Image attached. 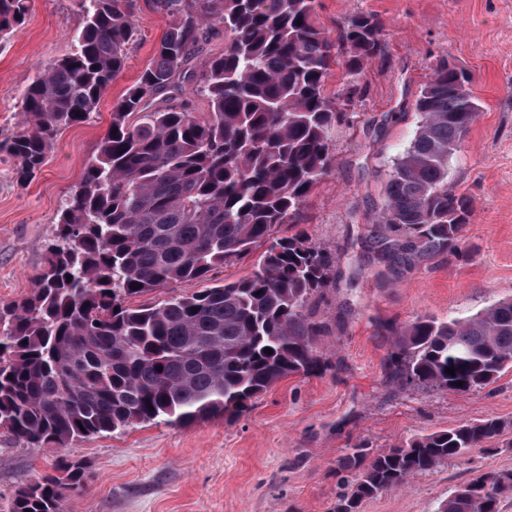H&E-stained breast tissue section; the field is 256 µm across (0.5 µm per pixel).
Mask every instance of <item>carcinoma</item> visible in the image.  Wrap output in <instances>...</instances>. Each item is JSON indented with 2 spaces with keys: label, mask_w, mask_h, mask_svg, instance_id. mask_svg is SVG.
I'll return each mask as SVG.
<instances>
[{
  "label": "carcinoma",
  "mask_w": 512,
  "mask_h": 512,
  "mask_svg": "<svg viewBox=\"0 0 512 512\" xmlns=\"http://www.w3.org/2000/svg\"><path fill=\"white\" fill-rule=\"evenodd\" d=\"M134 2L80 0L73 49L36 73L22 97L23 129L0 142L18 161L19 182L36 178L58 134L86 121L124 68L137 35ZM157 7L171 22L114 104L109 133L60 210L38 288L0 307V428L22 444L66 448L131 425L229 418L280 380L323 364L331 327L319 304L332 258L280 228L297 223L330 169L343 108L326 96L325 79L334 64L354 77L382 54L380 23L354 14L333 41L317 24V0H158ZM28 10V0H0V42L25 24ZM214 35L224 36V53L202 73L191 71V58ZM186 83L208 99L206 116L172 96ZM415 110V134L368 229L380 259L402 270L461 253L473 206L448 185V167L480 112L472 75L437 64ZM256 247L264 251L247 278L154 305L126 303L201 280ZM379 330L391 341L388 379L398 388L469 394L512 368V297L466 317L420 316ZM509 430L512 421L491 417L373 455L351 448L336 471L353 479L330 512H361L364 501ZM86 478L83 464L59 457L52 472L19 485L11 512H65L68 494ZM509 497L511 468L456 487L436 512H500Z\"/></svg>",
  "instance_id": "obj_1"
}]
</instances>
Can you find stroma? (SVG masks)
Here are the masks:
<instances>
[{"label":"stroma","instance_id":"stroma-1","mask_svg":"<svg viewBox=\"0 0 512 512\" xmlns=\"http://www.w3.org/2000/svg\"><path fill=\"white\" fill-rule=\"evenodd\" d=\"M79 0H30L25 24L0 46V140L18 131L22 94L41 66L66 54L81 26ZM136 40L96 112L64 130L41 173L16 179L0 152V304L35 290L57 217L112 121V106L139 76L170 22L153 0H136ZM357 12L382 27L381 57L357 78L332 68L329 97L350 99L330 142L331 170L308 197L298 225L335 266L323 309L339 325L321 370L279 381L238 418L181 427L139 424L59 449L25 448L0 431V512L18 485L58 457L86 462L88 479L68 512H330L340 492L336 463L362 444L378 452L418 434L490 417L512 420V371L458 395L388 383L391 350L377 322L473 314L512 296V0H318L329 34ZM442 61L470 70L482 110L450 163L448 183L474 212L462 256L439 255L399 273L373 250L367 227L384 204L393 161L420 120L414 101ZM254 257L202 280L173 283L130 305L215 288L251 275ZM512 468V444L473 449L451 465L367 501L363 512H435L457 486Z\"/></svg>","mask_w":512,"mask_h":512}]
</instances>
